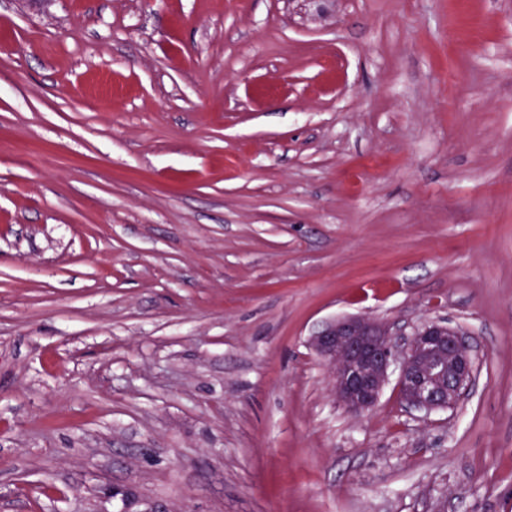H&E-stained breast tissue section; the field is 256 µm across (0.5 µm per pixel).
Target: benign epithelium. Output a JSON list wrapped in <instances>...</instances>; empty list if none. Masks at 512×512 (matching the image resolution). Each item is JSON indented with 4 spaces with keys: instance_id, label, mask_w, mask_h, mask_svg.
Masks as SVG:
<instances>
[{
    "instance_id": "7a95c632",
    "label": "benign epithelium",
    "mask_w": 512,
    "mask_h": 512,
    "mask_svg": "<svg viewBox=\"0 0 512 512\" xmlns=\"http://www.w3.org/2000/svg\"><path fill=\"white\" fill-rule=\"evenodd\" d=\"M311 346L334 369L336 399L355 414L377 404L394 366L402 402L425 412L459 403L477 370L476 350L465 333L441 321L416 328L400 347L385 324L347 317L326 325ZM128 495L129 512H166L132 490Z\"/></svg>"
}]
</instances>
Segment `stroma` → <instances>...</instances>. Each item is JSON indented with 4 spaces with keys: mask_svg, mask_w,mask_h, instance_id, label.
<instances>
[{
    "mask_svg": "<svg viewBox=\"0 0 512 512\" xmlns=\"http://www.w3.org/2000/svg\"><path fill=\"white\" fill-rule=\"evenodd\" d=\"M431 320L456 407L310 345ZM512 512V0H0V512ZM389 328L363 317L335 320L311 339L317 355L334 369L336 398L352 413L372 409L393 366L399 394L410 409L454 407L473 384L476 350L462 331L441 321L416 328L403 347Z\"/></svg>",
    "mask_w": 512,
    "mask_h": 512,
    "instance_id": "stroma-1",
    "label": "stroma"
}]
</instances>
